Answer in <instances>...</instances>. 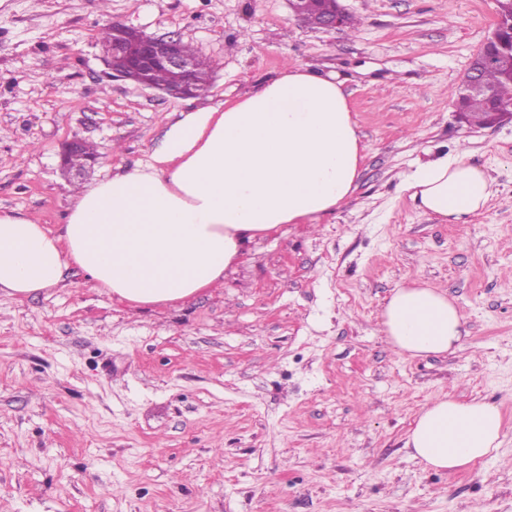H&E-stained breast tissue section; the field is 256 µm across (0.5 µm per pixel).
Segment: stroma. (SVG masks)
<instances>
[{"label": "stroma", "mask_w": 512, "mask_h": 512, "mask_svg": "<svg viewBox=\"0 0 512 512\" xmlns=\"http://www.w3.org/2000/svg\"><path fill=\"white\" fill-rule=\"evenodd\" d=\"M340 3L355 28H310L288 0H0V212L61 231L77 187L145 162L197 105L111 77L112 22L198 47L215 103L290 62L336 74L363 155L346 203L256 238L186 303L133 309L73 266L0 295V512H512V122L467 127L452 98L497 2ZM75 138L97 154L78 179L60 169ZM463 149L491 196L448 224L401 184ZM413 280L463 313L451 351L410 359L383 334ZM445 395L500 407L496 457L411 455Z\"/></svg>", "instance_id": "1"}]
</instances>
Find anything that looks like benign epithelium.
<instances>
[{
    "instance_id": "7a95c632",
    "label": "benign epithelium",
    "mask_w": 512,
    "mask_h": 512,
    "mask_svg": "<svg viewBox=\"0 0 512 512\" xmlns=\"http://www.w3.org/2000/svg\"><path fill=\"white\" fill-rule=\"evenodd\" d=\"M348 22L349 15L339 6L338 0H328L317 27L330 31L344 28ZM128 30L129 27L122 23L112 24V40L105 46V61H111L114 56L127 59L126 71H115L113 76L130 80L136 72L164 68L174 76L175 83L161 86L159 90L175 98L194 96L196 68L193 60L182 51V39L151 36L139 31L135 43L132 44L128 41ZM479 55L482 56L483 63L512 75V11L498 10L494 30L482 45ZM461 90L463 95L469 97L486 93L476 66H469L462 79ZM82 148V141L73 140L65 146L62 154L63 167L75 176L96 161L94 157L82 156Z\"/></svg>"
}]
</instances>
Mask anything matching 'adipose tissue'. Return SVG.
Listing matches in <instances>:
<instances>
[{"label":"adipose tissue","instance_id":"adipose-tissue-1","mask_svg":"<svg viewBox=\"0 0 512 512\" xmlns=\"http://www.w3.org/2000/svg\"><path fill=\"white\" fill-rule=\"evenodd\" d=\"M359 142L338 77L285 65L234 103L184 113L145 165L80 189L62 233L0 213V294L36 296L74 265L132 308L186 302L223 282L257 236L339 208L357 187ZM403 188L451 224L468 223L491 195L462 152L418 166ZM382 324L418 358L456 346L465 319L447 292L413 282L394 289ZM502 428L496 404L443 396L420 410L406 445L428 467L456 472L492 457Z\"/></svg>","mask_w":512,"mask_h":512}]
</instances>
